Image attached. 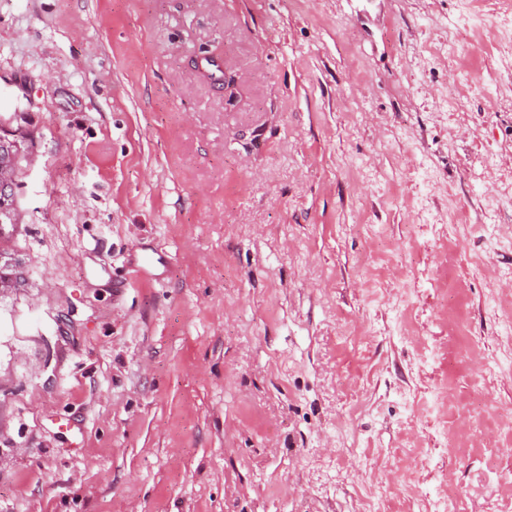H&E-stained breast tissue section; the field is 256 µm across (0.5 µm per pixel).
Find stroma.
I'll return each mask as SVG.
<instances>
[{
	"instance_id": "1",
	"label": "stroma",
	"mask_w": 512,
	"mask_h": 512,
	"mask_svg": "<svg viewBox=\"0 0 512 512\" xmlns=\"http://www.w3.org/2000/svg\"><path fill=\"white\" fill-rule=\"evenodd\" d=\"M17 116L0 512H512V0H0Z\"/></svg>"
}]
</instances>
